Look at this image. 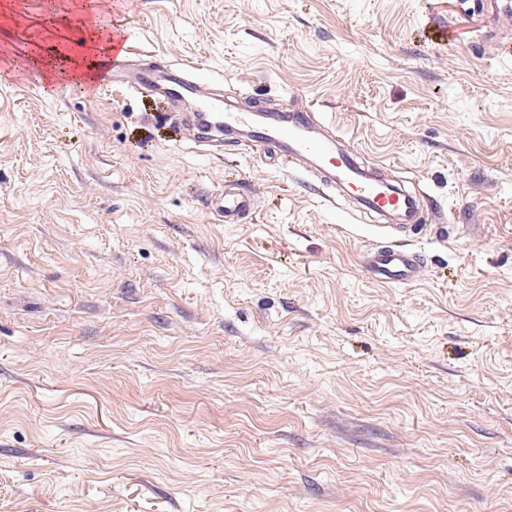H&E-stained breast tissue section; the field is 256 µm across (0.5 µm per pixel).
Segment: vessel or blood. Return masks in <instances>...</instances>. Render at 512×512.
Returning <instances> with one entry per match:
<instances>
[{
	"mask_svg": "<svg viewBox=\"0 0 512 512\" xmlns=\"http://www.w3.org/2000/svg\"><path fill=\"white\" fill-rule=\"evenodd\" d=\"M131 37L122 34L112 39V61L94 81L96 92L123 83L128 67ZM144 83L174 100L186 95L200 96L195 114L203 131L200 145H208L209 128L217 127L244 136L245 143L263 152L274 150L279 159H296L309 164L311 172L337 184L353 196L361 210L376 217L389 218L385 230L391 235L390 244L366 252L362 268L374 283L401 286L413 283L418 277L422 259L418 252L402 244L400 233L415 232L423 222L426 199L416 192L405 190L376 176L369 166L346 145L345 134L320 113L311 112H229L218 98L203 97L206 81L189 74L181 67L168 72L143 75ZM211 206L221 221L238 224L251 212V198L240 186L229 185L213 197Z\"/></svg>",
	"mask_w": 512,
	"mask_h": 512,
	"instance_id": "vessel-or-blood-1",
	"label": "vessel or blood"
}]
</instances>
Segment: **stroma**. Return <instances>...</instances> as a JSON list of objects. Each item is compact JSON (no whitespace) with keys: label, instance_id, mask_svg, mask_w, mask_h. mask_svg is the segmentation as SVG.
Here are the masks:
<instances>
[{"label":"stroma","instance_id":"35a3bbf8","mask_svg":"<svg viewBox=\"0 0 512 512\" xmlns=\"http://www.w3.org/2000/svg\"><path fill=\"white\" fill-rule=\"evenodd\" d=\"M131 72L227 109L315 110L425 187L420 278L304 168L193 103L62 69L96 27ZM452 37L434 42V28ZM242 183L254 208L220 221ZM512 499V16L457 0H0V512H498ZM168 70L162 75L143 74L142 81L169 95L177 102L188 94L200 95L210 83V81L201 80L203 78L201 75H189V72L181 67H169ZM211 206L221 221L227 224H240L251 213V197L247 191L236 185L220 190L211 200ZM422 259L418 252L394 240L390 244L373 248L362 259V268L374 283L401 286L413 283L418 277Z\"/></svg>","mask_w":512,"mask_h":512}]
</instances>
